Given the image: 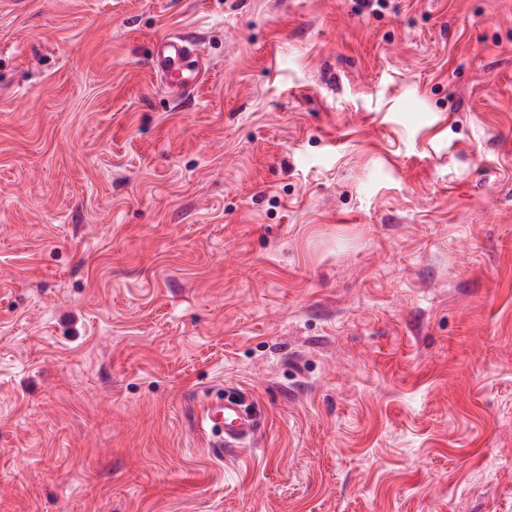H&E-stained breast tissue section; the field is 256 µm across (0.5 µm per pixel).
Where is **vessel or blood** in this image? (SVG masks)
<instances>
[{
    "label": "vessel or blood",
    "instance_id": "b4317fda",
    "mask_svg": "<svg viewBox=\"0 0 512 512\" xmlns=\"http://www.w3.org/2000/svg\"><path fill=\"white\" fill-rule=\"evenodd\" d=\"M151 66L184 100L199 87L205 74V62L197 45L179 33L167 34L157 41ZM198 424L219 449L244 447L258 430L254 415L231 393L202 406Z\"/></svg>",
    "mask_w": 512,
    "mask_h": 512
}]
</instances>
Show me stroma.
<instances>
[{"label": "stroma", "mask_w": 512, "mask_h": 512, "mask_svg": "<svg viewBox=\"0 0 512 512\" xmlns=\"http://www.w3.org/2000/svg\"><path fill=\"white\" fill-rule=\"evenodd\" d=\"M0 512H512V0H0ZM151 66L155 74L166 80L180 96L188 99L199 87L205 74V61L198 46L180 33L161 37L152 52ZM198 424L214 439L213 448L222 452L244 447L258 430L255 416L231 393L202 406Z\"/></svg>", "instance_id": "35a3bbf8"}]
</instances>
